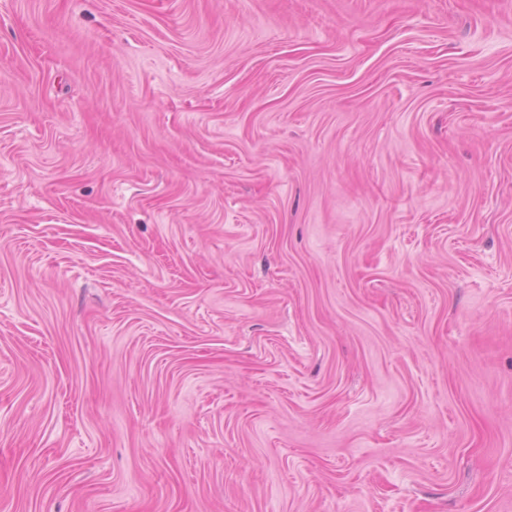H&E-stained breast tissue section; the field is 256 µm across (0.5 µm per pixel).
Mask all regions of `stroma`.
Here are the masks:
<instances>
[{
	"label": "stroma",
	"instance_id": "stroma-1",
	"mask_svg": "<svg viewBox=\"0 0 512 512\" xmlns=\"http://www.w3.org/2000/svg\"><path fill=\"white\" fill-rule=\"evenodd\" d=\"M0 512H512V0H0Z\"/></svg>",
	"mask_w": 512,
	"mask_h": 512
}]
</instances>
